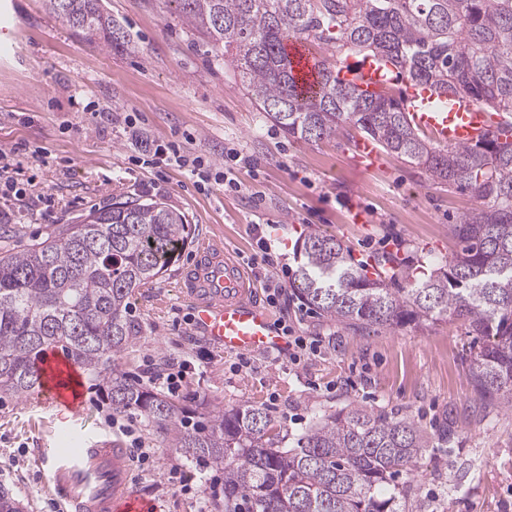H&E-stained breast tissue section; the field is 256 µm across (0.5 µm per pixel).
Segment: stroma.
Masks as SVG:
<instances>
[{"mask_svg":"<svg viewBox=\"0 0 512 512\" xmlns=\"http://www.w3.org/2000/svg\"><path fill=\"white\" fill-rule=\"evenodd\" d=\"M105 14L126 35L105 48L50 14L44 0H9L0 27V150L27 178L0 197L10 223H0V253L17 252L76 223L116 198L154 199L184 212L193 229L177 264L135 290L137 339L119 362L129 377L150 386L152 376L179 363L189 369L176 404L219 412L258 405L289 435L344 407L404 416L429 433L455 420L452 441H435L415 468L417 495L403 512H512V410L487 408L475 397L469 361L473 339L445 320L362 332L323 318L294 289L298 239L310 232L336 237L353 260L395 253L411 277L422 279L457 248L450 227L471 209V193L433 183L391 154L363 168L355 129L306 143L284 134L248 98L231 66L188 27L172 0H102ZM156 144L178 142L188 157L223 165L229 151L251 159L238 166L243 190L200 187L175 165H138L132 129ZM272 224L287 270L263 265L255 223ZM217 239L242 256L260 302L293 335L317 339V352L295 363L287 355L241 358L195 333L192 315L174 285L197 244ZM410 279L399 280L408 287ZM284 296L268 302V286ZM81 419L93 440L127 447L120 424L134 421L151 450L148 464L131 462L133 484L158 512H208L209 483L222 472L186 459L164 435L131 410L113 413L93 382H86ZM74 438L53 409L29 397H0V487L22 512H57L44 488L36 455L67 448Z\"/></svg>","mask_w":512,"mask_h":512,"instance_id":"obj_1","label":"stroma"}]
</instances>
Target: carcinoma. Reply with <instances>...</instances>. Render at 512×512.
<instances>
[{
	"instance_id": "obj_1",
	"label": "carcinoma",
	"mask_w": 512,
	"mask_h": 512,
	"mask_svg": "<svg viewBox=\"0 0 512 512\" xmlns=\"http://www.w3.org/2000/svg\"><path fill=\"white\" fill-rule=\"evenodd\" d=\"M193 30L224 56L250 100L288 136L316 142L349 125L428 178L469 191L475 206L451 225L458 250L422 281L394 288L402 265L374 258V277L333 236L297 246L295 282L326 319L368 329L459 322L475 336V391L512 409V0H174ZM72 28L106 44L125 40L99 0H47ZM304 40L324 58L312 86L299 85L285 42ZM355 57L389 66L414 84L468 95L501 118L500 132L443 147L409 125L393 88L367 95L338 79ZM183 213L128 198L94 208L77 224L0 255V394L41 384L37 360L58 349L107 392L115 411L136 410L185 457L224 471L214 512H401L417 490L410 475L433 436L406 417L348 406L315 419L288 441L265 408L196 415L129 379L119 357L139 336L134 290L179 257ZM393 484V491L384 488Z\"/></svg>"
}]
</instances>
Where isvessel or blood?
Instances as JSON below:
<instances>
[{
  "instance_id": "b4317fda",
  "label": "vessel or blood",
  "mask_w": 512,
  "mask_h": 512,
  "mask_svg": "<svg viewBox=\"0 0 512 512\" xmlns=\"http://www.w3.org/2000/svg\"><path fill=\"white\" fill-rule=\"evenodd\" d=\"M290 51L299 81L312 84L315 57L296 43ZM337 76L369 93L389 82L387 70L371 60L345 63ZM404 103L409 124L448 147L475 144L498 124L496 115L481 110L470 98L440 96L425 85L408 86ZM177 288L192 306L195 327L225 351L273 352L285 347L272 315L251 295L255 285L243 261L229 254L223 243L201 242ZM38 366L43 380L37 392L40 403L80 414L84 382L75 365L51 350ZM40 455L46 466L45 484L62 503L63 512H157L153 501L134 490L124 451L115 445L94 444L78 452L44 448Z\"/></svg>"
}]
</instances>
